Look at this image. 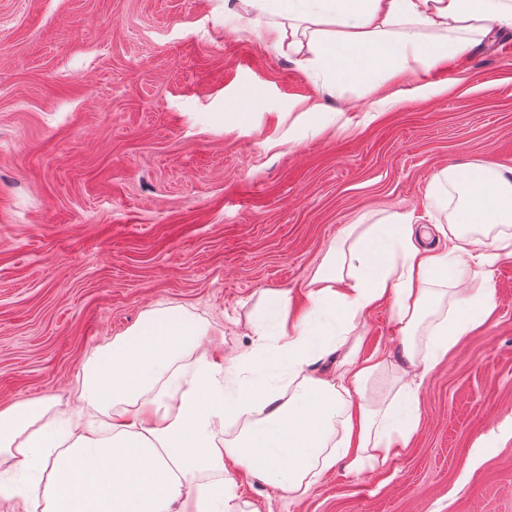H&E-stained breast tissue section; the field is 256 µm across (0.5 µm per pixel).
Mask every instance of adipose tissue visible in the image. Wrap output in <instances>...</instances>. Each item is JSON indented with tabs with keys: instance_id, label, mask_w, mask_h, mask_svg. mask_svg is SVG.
<instances>
[{
	"instance_id": "ef3b65f1",
	"label": "adipose tissue",
	"mask_w": 512,
	"mask_h": 512,
	"mask_svg": "<svg viewBox=\"0 0 512 512\" xmlns=\"http://www.w3.org/2000/svg\"><path fill=\"white\" fill-rule=\"evenodd\" d=\"M246 2L256 17L304 22L313 62L330 79L348 72L373 86L461 56L495 27L512 28V0ZM430 197L454 203L447 250L421 244L408 214L366 225L349 248L330 247L303 310L293 311L288 293H262L264 322L230 365L213 361L202 346L208 324L185 308L144 311L83 368L79 401L111 414L100 430L45 421L39 404L0 411V454L48 473L42 486L0 483V497L17 499L22 512H246L230 469L299 497L336 463L358 473L386 460L416 428V388L369 403L382 368L375 356H348L334 384L308 369L335 347L337 328L383 303L396 311L403 358L426 369L490 315L486 293L460 294L438 315L435 286L460 285L467 255L490 264V231L512 224V169L448 167ZM283 366L293 384L286 395L224 383L244 367ZM229 421L243 424L232 438Z\"/></svg>"
}]
</instances>
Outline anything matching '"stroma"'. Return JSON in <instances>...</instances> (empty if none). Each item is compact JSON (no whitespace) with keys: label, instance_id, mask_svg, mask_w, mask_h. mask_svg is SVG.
<instances>
[{"label":"stroma","instance_id":"1","mask_svg":"<svg viewBox=\"0 0 512 512\" xmlns=\"http://www.w3.org/2000/svg\"><path fill=\"white\" fill-rule=\"evenodd\" d=\"M242 0H0V410L77 408L82 366L153 307L180 305L224 335L217 363L252 340L262 290L306 302L342 229L408 214L439 225L432 177L512 169V31L439 67L335 90ZM334 113L317 126L311 107ZM489 277L495 307L430 371L406 369L393 309L357 321L313 367L384 358L402 371L415 431L361 474L336 464L299 498L234 473L252 512H512V255Z\"/></svg>","mask_w":512,"mask_h":512}]
</instances>
